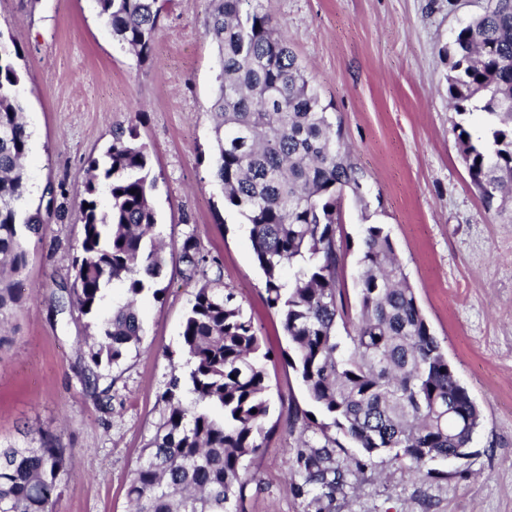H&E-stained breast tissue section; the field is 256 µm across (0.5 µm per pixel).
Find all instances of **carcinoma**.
<instances>
[{
  "instance_id": "carcinoma-1",
  "label": "carcinoma",
  "mask_w": 512,
  "mask_h": 512,
  "mask_svg": "<svg viewBox=\"0 0 512 512\" xmlns=\"http://www.w3.org/2000/svg\"><path fill=\"white\" fill-rule=\"evenodd\" d=\"M112 34L140 56L154 45L164 0H97ZM207 33L217 49L218 89L210 166L224 201L244 219L265 276L268 306L278 312L289 350L283 357L311 402L332 423L303 443L291 472L297 493L316 512H332L336 489L361 469L343 465L334 427L367 457L393 452L416 472L471 447L481 412L455 375L418 304L416 292L378 224L365 228L356 311L340 288L344 250L337 238L344 191L360 192L362 176L340 142L328 107L278 31L261 0H211ZM448 99L464 115L478 102L488 138L474 143L463 123L456 140L483 198L512 201V0H488L444 49ZM0 31V317L21 300L12 275L26 266L24 234L43 224L41 210L20 218L26 201L24 159L29 135L22 118L15 58ZM156 177L136 128L113 133L104 158L91 161L80 207L81 241L74 279L57 308L86 319L90 342L84 378L97 383L137 347L140 296L156 287L164 250L151 201ZM108 197L99 207L100 194ZM183 272L198 278L182 325L186 385L164 393L167 410L132 472V512H234L250 481L245 458L269 434L268 376L250 316L194 234L180 246ZM119 283L126 300L101 314L105 291ZM343 322L346 335L336 334ZM68 451L51 435L38 446L0 445V512H54Z\"/></svg>"
}]
</instances>
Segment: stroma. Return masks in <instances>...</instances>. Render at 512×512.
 Masks as SVG:
<instances>
[{
  "label": "stroma",
  "instance_id": "obj_1",
  "mask_svg": "<svg viewBox=\"0 0 512 512\" xmlns=\"http://www.w3.org/2000/svg\"><path fill=\"white\" fill-rule=\"evenodd\" d=\"M485 0H263L341 129L364 192H345L340 285L356 298L363 229L380 224L432 332L482 412L470 458L438 460L416 475L386 453L368 461L336 512H512V202L485 203L456 143L441 54ZM210 0H167L152 52L138 57L112 36L96 0H0V31L17 45L18 95L30 135V206L48 205L26 239L20 305L0 347V443L52 434L67 448L54 512H129L126 495L165 405L184 375L181 324L195 282L178 244L194 233L212 272L234 288L272 354L271 433L247 458L244 512H315L290 486L304 420L325 416L281 357L288 341L266 302L242 217L224 202L209 156L216 56L206 31ZM149 147L156 232L166 244L161 297L144 294L136 352L96 386L82 373V319L55 305L73 281L79 205L92 159L119 127Z\"/></svg>",
  "mask_w": 512,
  "mask_h": 512
}]
</instances>
